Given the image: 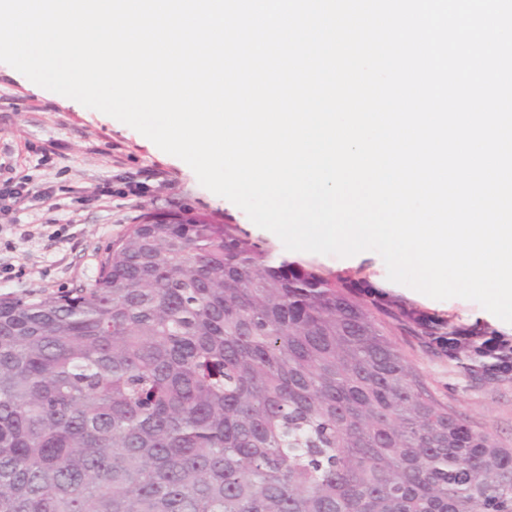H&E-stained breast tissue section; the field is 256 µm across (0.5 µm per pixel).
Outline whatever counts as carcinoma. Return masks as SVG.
<instances>
[{
	"label": "carcinoma",
	"mask_w": 512,
	"mask_h": 512,
	"mask_svg": "<svg viewBox=\"0 0 512 512\" xmlns=\"http://www.w3.org/2000/svg\"><path fill=\"white\" fill-rule=\"evenodd\" d=\"M396 333L471 387L512 383L485 323L146 213L93 284L0 299V512H512V447Z\"/></svg>",
	"instance_id": "obj_1"
}]
</instances>
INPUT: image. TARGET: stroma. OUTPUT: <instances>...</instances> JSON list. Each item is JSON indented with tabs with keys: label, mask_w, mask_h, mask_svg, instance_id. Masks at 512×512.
<instances>
[{
	"label": "stroma",
	"mask_w": 512,
	"mask_h": 512,
	"mask_svg": "<svg viewBox=\"0 0 512 512\" xmlns=\"http://www.w3.org/2000/svg\"><path fill=\"white\" fill-rule=\"evenodd\" d=\"M25 178L34 190L53 191L54 208L17 210L0 222V299L55 295L92 283L112 241L149 211L189 210L237 225L243 235L288 260L327 274L348 272L385 287L395 297L462 322L485 321L512 336L506 323L476 302L432 299L387 278L379 254L352 257L286 251L273 233L254 225L231 201L203 187L181 159L160 150L126 124L79 102L42 90L0 63V179ZM410 358L436 395L473 424L512 445V387L464 389L439 362Z\"/></svg>",
	"instance_id": "35a3bbf8"
}]
</instances>
